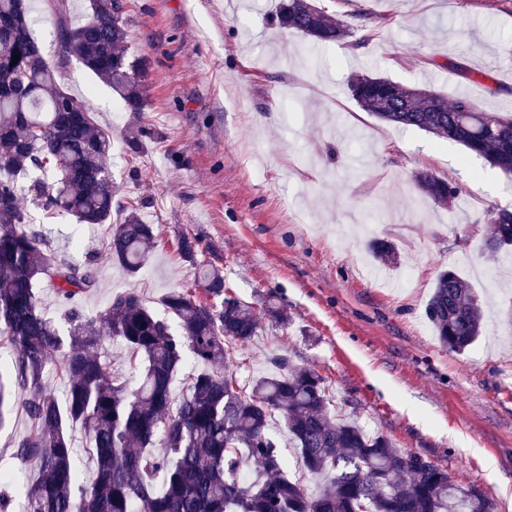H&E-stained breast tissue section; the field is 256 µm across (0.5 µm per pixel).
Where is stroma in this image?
I'll return each mask as SVG.
<instances>
[{"mask_svg": "<svg viewBox=\"0 0 512 512\" xmlns=\"http://www.w3.org/2000/svg\"><path fill=\"white\" fill-rule=\"evenodd\" d=\"M278 0H123L131 47L149 63L145 111H125L111 89L42 34L58 20L82 24L89 0H26L42 56L67 91L90 102L112 134V180L158 238L151 261L130 275L112 261L109 228L67 215L40 219L52 250L90 269L91 291L74 304L92 316L132 291L156 313L194 266L175 250L197 239L200 258L250 302L270 298L288 326L263 323L237 371L248 383L273 355L322 374L341 415L483 488L496 512H512V268L484 248L491 216L512 210V177L456 143L403 130L362 112L347 84L371 71L448 98L467 95L512 113V0H318L374 35L358 48L312 47L270 18ZM148 132L128 153L127 131ZM426 170L460 187L448 206L415 186ZM398 249L386 283L367 274L370 240ZM467 279L484 332L467 350L443 348L426 316L439 274ZM24 413L0 429V493L15 499L31 467L14 459L28 433Z\"/></svg>", "mask_w": 512, "mask_h": 512, "instance_id": "1", "label": "stroma"}]
</instances>
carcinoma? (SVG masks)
I'll return each instance as SVG.
<instances>
[{
	"label": "carcinoma",
	"instance_id": "carcinoma-1",
	"mask_svg": "<svg viewBox=\"0 0 512 512\" xmlns=\"http://www.w3.org/2000/svg\"><path fill=\"white\" fill-rule=\"evenodd\" d=\"M272 22L321 43L353 36L350 24L315 0H279ZM55 40L63 58L109 86L127 111L144 110L148 63L131 52L118 0H90L88 19L75 28L57 24ZM348 89L375 118L457 142L512 174V113L487 112L467 96L450 102L384 76L357 73ZM111 150L112 134L96 124L89 103L69 94L59 70L40 55L22 0H0V337L14 352L0 363V428L12 403L33 426L13 452L36 471L24 488L26 512H494L479 486L462 485L425 456L337 417L336 397L316 370L275 355L274 372L241 385L227 364H245L260 315L220 270L198 262L196 240L180 238L177 250L197 277L163 299L180 333L124 292L93 317L68 309V335L60 334L42 311L41 281L49 279L66 306L94 288L95 278L57 258L20 199L79 224L112 225V259L138 273L155 235L137 203L116 199ZM415 182L436 204L458 198L457 186L432 173H417ZM492 223L486 250L512 259V211H496ZM369 248L380 263L397 259L387 240ZM426 315L452 350H465L483 331L474 289L453 270L440 273ZM111 339L141 359L135 383L116 382L98 355ZM59 356L69 378L62 400L44 381ZM189 359L203 369L177 397L174 383ZM275 415L307 472L321 479L316 493L288 472L269 429ZM76 425L92 448L89 483L76 468Z\"/></svg>",
	"mask_w": 512,
	"mask_h": 512
}]
</instances>
